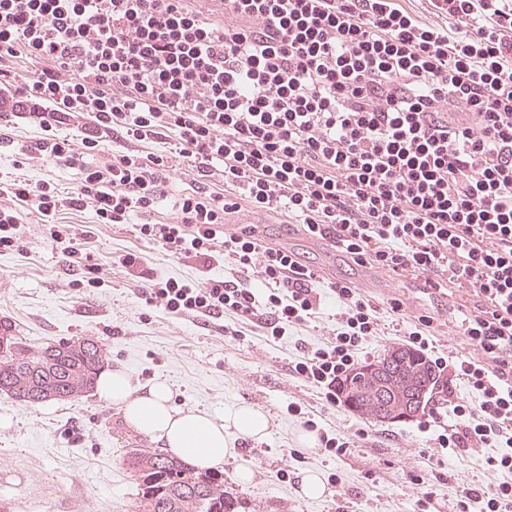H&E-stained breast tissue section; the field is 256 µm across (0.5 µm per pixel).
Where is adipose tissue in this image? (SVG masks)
<instances>
[{
    "label": "adipose tissue",
    "mask_w": 512,
    "mask_h": 512,
    "mask_svg": "<svg viewBox=\"0 0 512 512\" xmlns=\"http://www.w3.org/2000/svg\"><path fill=\"white\" fill-rule=\"evenodd\" d=\"M95 390L119 408L128 425L159 441L186 465L197 469L222 466L230 453L227 433L233 431L260 440L268 434L271 425L265 413L246 404L220 419L177 408L167 382L158 380L136 387L120 371H100Z\"/></svg>",
    "instance_id": "1"
}]
</instances>
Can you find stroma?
I'll return each instance as SVG.
<instances>
[{
    "instance_id": "stroma-1",
    "label": "stroma",
    "mask_w": 512,
    "mask_h": 512,
    "mask_svg": "<svg viewBox=\"0 0 512 512\" xmlns=\"http://www.w3.org/2000/svg\"><path fill=\"white\" fill-rule=\"evenodd\" d=\"M18 176L34 182L51 178L63 187L80 179L77 169L63 164L19 165L13 145L0 147V187ZM192 179L188 165L171 171L152 222H176V203L190 191ZM259 219L268 242L288 247L324 281L348 282L382 305L384 333L357 348V364L374 362L390 345L406 342L423 315L433 318L427 359L473 356V348L454 331L466 290L448 296L422 293L415 279L356 265L329 242L308 238L298 226L287 224L283 215L268 212ZM53 221L85 230L81 247L99 265L101 287H74L80 270L50 242L40 215L28 209L20 227L21 250L0 253V319L10 322L34 351L93 338L105 352L106 367L123 369L135 386L166 381L181 408L216 418L241 404L264 412L271 420L268 435L254 440L230 433L233 454L220 468L225 488L246 503V512H417L416 502L424 496L427 512H454L459 488L507 480V473L487 463L498 449L459 458L438 446L440 430L454 423L449 408H440L439 425L428 430L420 416L382 423L341 403L327 405L319 389L294 373L295 363L329 337L327 316L336 310L331 294L323 296L325 318L290 329L280 340H268L252 324L233 338L224 333L234 325L233 317L193 322L147 308L138 280L112 259L133 251L154 278L203 281L194 261L139 239L132 225L99 223L89 209L61 211ZM394 298L402 299L403 313L387 309ZM291 401L303 403L324 430L349 441L345 455L334 458L323 448L300 445L302 427L286 413ZM2 416L11 417L12 425L0 429V512H133L138 487L123 459L129 450L150 448L154 442L128 426L118 408L93 392L35 407L0 395ZM240 466L254 469L253 484L236 481ZM306 470L323 476L328 495L310 499L298 492V477Z\"/></svg>"
}]
</instances>
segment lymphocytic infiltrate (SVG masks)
<instances>
[{"mask_svg": "<svg viewBox=\"0 0 512 512\" xmlns=\"http://www.w3.org/2000/svg\"><path fill=\"white\" fill-rule=\"evenodd\" d=\"M430 20L403 0H222L216 21L192 0H0V132L32 118L41 138L23 163L79 169L73 187L13 179L0 191V253L20 247L21 207L50 219L83 277L101 284L62 210L135 225L140 239L224 276L196 284L146 278L136 254L117 264L145 278L140 296L181 318L232 315L276 339L321 311L319 276L256 225L229 233L249 206L302 225L354 263L411 273L423 290L469 289L456 324L477 358L453 362L476 405L454 404L440 445L499 449L512 473V0H428ZM42 60L7 75L15 54ZM80 130L79 141L58 128ZM162 143L144 155L111 140ZM193 188L173 224L148 222L174 157ZM132 223V222H131ZM266 288L256 298L248 281ZM337 327L294 371L328 404L378 335L380 307L330 283ZM512 512V483L464 489L459 512Z\"/></svg>", "mask_w": 512, "mask_h": 512, "instance_id": "obj_1", "label": "lymphocytic infiltrate"}]
</instances>
